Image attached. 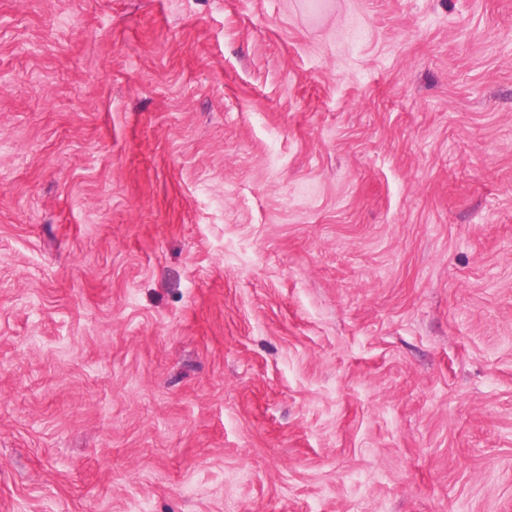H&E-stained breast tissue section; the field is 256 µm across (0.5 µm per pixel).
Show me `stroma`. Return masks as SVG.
Instances as JSON below:
<instances>
[{
    "instance_id": "stroma-1",
    "label": "stroma",
    "mask_w": 512,
    "mask_h": 512,
    "mask_svg": "<svg viewBox=\"0 0 512 512\" xmlns=\"http://www.w3.org/2000/svg\"><path fill=\"white\" fill-rule=\"evenodd\" d=\"M0 512H512V0H0Z\"/></svg>"
}]
</instances>
